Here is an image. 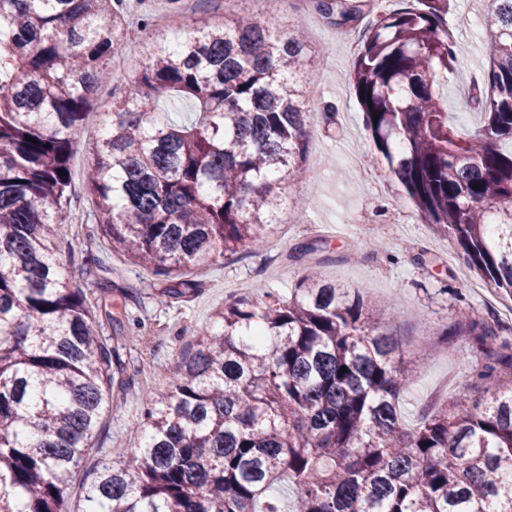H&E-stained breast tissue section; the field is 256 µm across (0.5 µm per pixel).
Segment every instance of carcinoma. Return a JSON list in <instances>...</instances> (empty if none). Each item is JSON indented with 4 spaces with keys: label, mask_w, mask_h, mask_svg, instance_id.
Instances as JSON below:
<instances>
[{
    "label": "carcinoma",
    "mask_w": 512,
    "mask_h": 512,
    "mask_svg": "<svg viewBox=\"0 0 512 512\" xmlns=\"http://www.w3.org/2000/svg\"><path fill=\"white\" fill-rule=\"evenodd\" d=\"M313 7L337 28L373 15L351 76L373 160L512 296V151L499 148L512 142V0H489L472 94L484 124L466 130L438 92L467 54L448 34L450 0ZM152 27L126 0H0V512H63L76 485L79 512H512V327L474 310L445 325L434 346L465 332L494 392L409 428L414 369L359 291L313 270L287 297L224 303L170 387L143 395L136 446L83 470L123 368L57 258L72 155L88 153L98 246L171 278L168 298L194 293L199 267L267 239L286 205L301 206L286 187L311 176L302 32L236 14L170 40ZM127 52L144 59L134 88L112 93L104 132L86 143L111 59ZM165 97L194 119H168Z\"/></svg>",
    "instance_id": "carcinoma-1"
}]
</instances>
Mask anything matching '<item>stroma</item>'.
<instances>
[{"instance_id":"obj_1","label":"stroma","mask_w":512,"mask_h":512,"mask_svg":"<svg viewBox=\"0 0 512 512\" xmlns=\"http://www.w3.org/2000/svg\"><path fill=\"white\" fill-rule=\"evenodd\" d=\"M127 2L131 14H151L153 34L164 38L183 33L203 14L212 22H223L229 6L284 32L302 28L314 64L301 79H320L321 92L309 99L313 119L307 164L312 176L292 191L304 200V209L289 212L264 243L203 267L195 293L184 298L164 297L168 277L147 273L93 244L95 216L83 186L87 155L82 150L74 155L70 202L74 232L60 259L70 264L78 287L98 297L104 288H111L113 300L124 306L119 323H104L103 332L117 337L123 346L129 385L115 395L103 418L95 456L115 457L133 447L128 424L141 412L142 393L167 387L171 363L200 328L213 324L225 300L265 288L288 295L311 267L345 287L360 289L377 315L392 317L388 332L403 359L423 356L402 400L408 425L418 424L425 413L448 404L457 393L475 399L489 396L492 385L478 380L474 372L482 357H474L473 370L460 365V353L470 345L467 336L455 337L452 345L434 351L428 345L458 311L470 307L512 325V297L488 288L453 242L421 220L387 165L371 162L374 146L348 82L361 28H336L314 10L303 9L300 0H281L275 8L267 0H234L230 5L224 0H186L177 11L171 10L168 0ZM487 7L488 0H451L448 14L454 37L470 51L461 67L441 83L440 95L463 126L480 121L471 96L483 71L489 34L473 35L458 19L484 15ZM328 105L336 109L332 132L323 116ZM369 241L377 245L374 255H358L359 244ZM92 257L109 267L107 279L84 276L82 264Z\"/></svg>"}]
</instances>
